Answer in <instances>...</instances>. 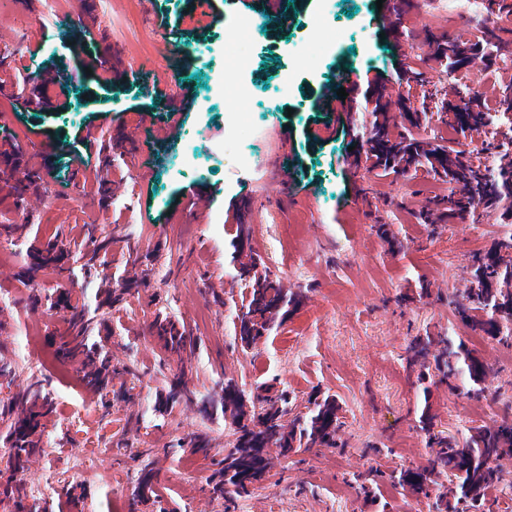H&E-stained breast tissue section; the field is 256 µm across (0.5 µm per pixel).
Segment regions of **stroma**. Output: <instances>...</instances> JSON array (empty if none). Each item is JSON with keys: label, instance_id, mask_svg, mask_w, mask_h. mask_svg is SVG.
Instances as JSON below:
<instances>
[{"label": "stroma", "instance_id": "1", "mask_svg": "<svg viewBox=\"0 0 512 512\" xmlns=\"http://www.w3.org/2000/svg\"><path fill=\"white\" fill-rule=\"evenodd\" d=\"M204 2L201 15L190 0H112L108 15L89 0H69L52 19L38 0H12V14L0 12V31L15 43L0 58V98L11 101L0 112V157L22 160L42 178L38 192L20 194L0 177V252L23 250L17 262L0 264V294L11 297L0 304V364L10 368L0 377V404L37 380L49 383L57 404L55 446L25 475L28 501L39 512H69L65 488L76 483L84 512H436L434 496L387 481L367 502L353 478L427 466L407 349L427 332H462L448 297L466 287L473 255L492 249L506 226L480 207L464 222L424 226L419 212L447 195V184L422 170L369 173L350 148L369 131L367 101L379 89L432 112L415 135L436 143L449 134L448 115L436 110L441 99L477 95L497 108L512 70L479 56L448 70L433 60L428 37L455 42L493 17L512 52V15L488 0L433 14L423 0H284L271 23L264 0ZM257 18L264 26L261 41L246 49L250 78L273 110L257 133L254 169L234 170L222 148L237 114L254 105L213 104L208 92L234 78L224 67L225 27ZM336 26L348 39L319 74L294 65V54ZM144 39L154 44L147 55L138 50ZM287 69L294 77L283 91L278 78ZM409 69L419 81L407 83ZM343 73L351 76L347 98L321 108ZM242 213L271 276L307 295L247 351L232 340L246 288L232 260ZM86 224L111 235L105 265L89 272L70 259L35 282L21 278L34 249L60 231L80 237ZM131 245L140 250L142 280L130 286ZM421 279L430 296L404 301ZM63 291L96 315V336L110 341L112 392L89 417L73 366L45 365L69 328V306L51 303ZM160 314L197 339L184 358L155 335ZM477 351L494 368L488 398L433 386L436 432L463 436L512 406V344L487 338ZM178 376L192 401L159 406ZM228 379L247 390L266 382L287 391L295 412L336 395L344 409L337 446L286 458L271 450L268 472L248 493L216 497L217 462L235 435L198 404ZM200 433L211 438L205 454L188 449ZM90 451L100 462L87 472L79 460ZM145 460L156 470L153 493L136 503L131 492Z\"/></svg>", "mask_w": 512, "mask_h": 512}]
</instances>
